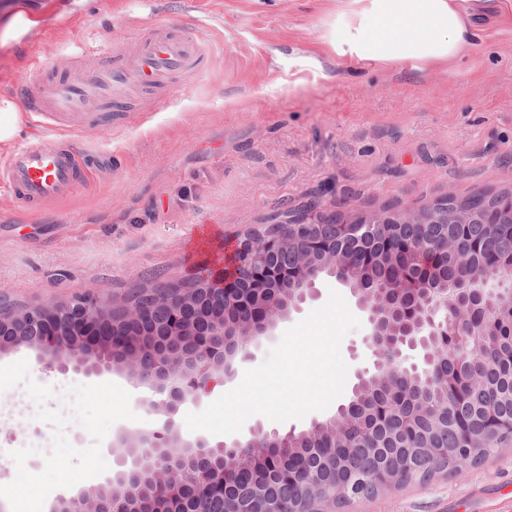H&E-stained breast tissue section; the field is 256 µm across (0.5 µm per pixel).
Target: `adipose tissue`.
Here are the masks:
<instances>
[{"label":"adipose tissue","instance_id":"1","mask_svg":"<svg viewBox=\"0 0 512 512\" xmlns=\"http://www.w3.org/2000/svg\"><path fill=\"white\" fill-rule=\"evenodd\" d=\"M346 55L361 61L451 60L476 46L477 31L501 0H349Z\"/></svg>","mask_w":512,"mask_h":512}]
</instances>
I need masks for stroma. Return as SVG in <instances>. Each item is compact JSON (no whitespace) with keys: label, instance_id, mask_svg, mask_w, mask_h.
<instances>
[{"label":"stroma","instance_id":"stroma-1","mask_svg":"<svg viewBox=\"0 0 512 512\" xmlns=\"http://www.w3.org/2000/svg\"><path fill=\"white\" fill-rule=\"evenodd\" d=\"M340 0H0V97L23 111L20 83L38 57L92 78V58L159 20L210 28L206 66L189 89L168 88L160 112H105L56 129L25 118L20 142L61 139L82 187L34 212L0 187V298L63 303L94 289L104 303L150 285H178L247 235L317 211L342 222L430 207L447 197L512 193V6L453 61L367 62L337 55ZM254 360L328 301L316 282ZM45 414L9 416L16 383ZM159 417L126 375L49 370L35 349L0 352V512L15 490L50 503L114 468L109 445ZM339 512H512V448L463 474L410 482Z\"/></svg>","mask_w":512,"mask_h":512}]
</instances>
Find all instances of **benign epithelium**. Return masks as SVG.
<instances>
[{
    "label": "benign epithelium",
    "mask_w": 512,
    "mask_h": 512,
    "mask_svg": "<svg viewBox=\"0 0 512 512\" xmlns=\"http://www.w3.org/2000/svg\"><path fill=\"white\" fill-rule=\"evenodd\" d=\"M293 232L270 231L238 246L231 271L205 266L175 290L145 288L140 297L103 304L94 292L63 304H36L15 309L0 305V350L26 345L36 349L46 368L73 370L86 376L125 372L138 401L165 420L158 430H123L109 445L118 470L97 485L61 495L49 512H336L340 499L369 498L356 487L336 458L349 448L356 429L389 441L395 453L373 472V484L385 492L402 485L407 472L448 459V448L426 435L424 446H411L420 400L396 383L383 401L395 404V425L367 415L353 400L327 418L312 422L306 453L320 466L297 465L279 471L299 494L273 497L252 482L247 494L229 501L224 491L240 484L237 459L249 461L254 474L277 468L274 449L296 441L295 429L266 431L257 424L249 434L230 441L204 437L183 439L174 416L185 405L197 406L213 387L230 379L229 358L251 359L250 348L269 336L277 324L314 295L322 273L349 283L364 314L369 334L364 339L375 357V375L388 380L397 374L426 377L448 386V337L461 348L468 336L502 334L512 320V267L494 268L468 288H434L430 272L419 278L409 269L448 258L449 224H512V194L493 207H458L448 202L417 212L378 214L353 223L321 216L294 220ZM356 245H376L385 254L384 270L352 268L349 253ZM420 350L422 365H406L405 350Z\"/></svg>",
    "instance_id": "7a95c632"
}]
</instances>
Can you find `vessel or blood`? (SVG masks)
<instances>
[{"label":"vessel or blood","mask_w":512,"mask_h":512,"mask_svg":"<svg viewBox=\"0 0 512 512\" xmlns=\"http://www.w3.org/2000/svg\"><path fill=\"white\" fill-rule=\"evenodd\" d=\"M203 42L202 34L184 35L154 22L132 40H116L100 58L92 80L72 73L57 75L48 66L36 64L24 85L28 109L53 115L65 124L89 120L108 108L127 112L137 101L164 110L168 101L162 90L176 79L201 74ZM79 183L73 153L50 140L20 146L0 165V184L32 211L72 193Z\"/></svg>","instance_id":"b4317fda"}]
</instances>
